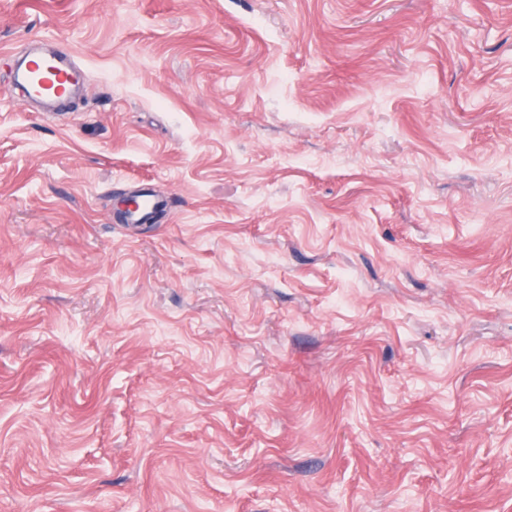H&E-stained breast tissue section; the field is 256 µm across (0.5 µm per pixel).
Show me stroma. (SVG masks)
<instances>
[{"instance_id":"stroma-1","label":"stroma","mask_w":512,"mask_h":512,"mask_svg":"<svg viewBox=\"0 0 512 512\" xmlns=\"http://www.w3.org/2000/svg\"><path fill=\"white\" fill-rule=\"evenodd\" d=\"M0 512H512V0H0ZM16 73L19 85L27 86L35 94L52 93L58 100L71 92L79 76L73 59L64 48H60L53 62L32 59ZM166 203L164 200L157 198L153 194L142 197V204L139 209L127 213L124 220L127 224H141L146 221L147 217L158 208H164Z\"/></svg>"}]
</instances>
